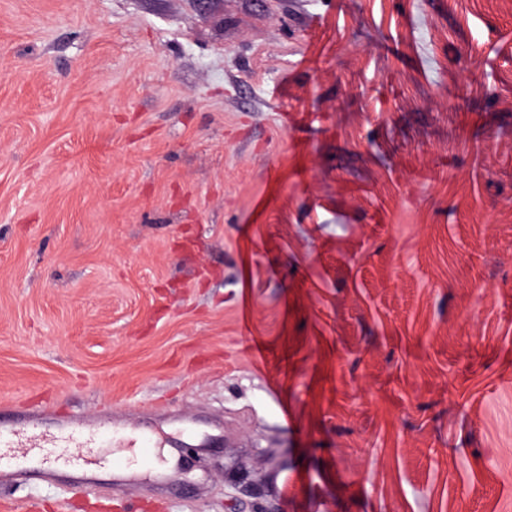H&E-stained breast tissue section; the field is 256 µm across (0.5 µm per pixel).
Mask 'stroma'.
<instances>
[{"label":"stroma","mask_w":512,"mask_h":512,"mask_svg":"<svg viewBox=\"0 0 512 512\" xmlns=\"http://www.w3.org/2000/svg\"><path fill=\"white\" fill-rule=\"evenodd\" d=\"M0 409L209 440L38 512H512V0H0Z\"/></svg>","instance_id":"35a3bbf8"}]
</instances>
